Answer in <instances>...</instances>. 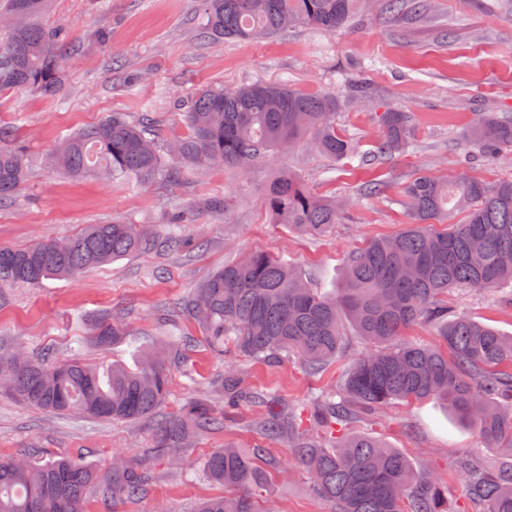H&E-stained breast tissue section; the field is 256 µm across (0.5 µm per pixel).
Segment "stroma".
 <instances>
[{"mask_svg":"<svg viewBox=\"0 0 512 512\" xmlns=\"http://www.w3.org/2000/svg\"><path fill=\"white\" fill-rule=\"evenodd\" d=\"M203 0H50L43 24L64 31V80L55 98L33 89L0 95V123L15 127L29 160L28 178L14 203L0 207V245L17 248L45 238L65 239L89 224L122 219L153 225L158 236L177 229L191 248L164 247L93 268L75 279H49L35 288L0 290V348L37 356H69L77 336L104 314L118 313L125 340L107 350L89 346L84 358L132 364L137 350L166 339L177 327L188 345L186 367L169 376V408L197 399L224 407L212 383L225 363L241 370L258 400L225 409L224 427L202 431L184 454L202 459L215 448H261L278 460L266 495L271 512H336L316 497L288 440L272 439L257 423L273 402L305 406L334 389L338 366L311 374L294 359L268 362L225 352L216 358L204 331L173 313L215 269L260 251L302 269L314 287H339L344 257L364 243L393 236L410 222L392 201L401 182L421 170L467 173L488 184L512 179V154L489 158L465 145L463 134L483 112L512 113V0H432L416 21H391L361 4L351 28L325 33L290 28L269 39L204 38ZM286 83L307 92H333L342 103L340 128L369 151L385 107L412 113L415 145L383 163H335L305 147L283 150L248 169L216 167L179 183L158 178L135 188L99 177L69 179L45 157L78 128L115 112L159 119L164 138L181 135L182 114L198 90L213 85ZM369 83L372 102L354 99L352 86ZM296 172L311 191L349 198L335 229L311 238L271 223L264 194L281 172ZM385 181L387 200L366 199L363 182ZM458 311L512 336V308L493 291L457 290ZM403 453L415 469L432 471L448 488L449 512H472L457 457L477 453L489 463L506 453L486 447L435 400L397 402L352 426ZM154 424L102 422L35 410L0 391V458L24 453L48 460L69 456L107 470L118 457L136 460L150 478L146 495L121 502L91 499L89 512H194L200 499L221 494L205 475L185 474L156 458Z\"/></svg>","mask_w":512,"mask_h":512,"instance_id":"obj_1","label":"stroma"}]
</instances>
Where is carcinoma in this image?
I'll list each match as a JSON object with an SVG mask.
<instances>
[{"mask_svg": "<svg viewBox=\"0 0 512 512\" xmlns=\"http://www.w3.org/2000/svg\"><path fill=\"white\" fill-rule=\"evenodd\" d=\"M20 22L0 40V95L31 88L54 96L63 77L60 30L39 24L49 0H3ZM360 0H205V30L217 38H271L291 27L332 33L353 25ZM391 17L412 20L428 0H384ZM335 95L287 84L207 87L184 112L186 132L165 151L157 145L151 112L134 123L121 113L66 136L50 154L51 166L71 179L101 174L130 187L163 175L180 180L215 165L249 167L268 154L307 145L341 163L360 156L358 141L338 127ZM374 156L388 159L413 144L408 113L385 109ZM13 132L0 126V205L24 184L28 161ZM466 142L497 156L512 151V116L485 112ZM399 203L410 216L397 236L376 239L344 260L342 286L333 295L311 287L287 261L264 253L216 270L178 303L204 328L212 352L232 350L267 360L295 355L310 371L345 362L339 389L315 400V419L332 433V447L295 429L288 414L271 412L261 424L273 439L288 438L309 473L311 490L338 512H448V489L381 439L345 431L358 411L394 402L436 399L493 448L512 452V337L456 312L450 293L461 288H512V180L488 185L465 174L443 178L422 171L404 182ZM346 202L307 189L292 172L269 186L265 207L272 223L308 236L329 233ZM465 207L460 224L444 223ZM158 243L142 224L114 220L92 224L64 239L25 248L0 246V288L36 287ZM372 349L346 360L344 324ZM435 327L444 348L405 342L415 324ZM126 335L121 317L92 325L78 345L105 348ZM180 337L169 330L167 349L144 348L137 364H102L81 356L50 361L0 351V378L21 404L59 415L137 423L155 419L154 453L174 463L179 449L204 430L224 425L210 402L192 401L166 410L168 374L185 364ZM231 406L253 392L228 366L217 383ZM260 453L215 448L200 462L204 475L228 493L200 502L196 512H263L266 476ZM468 499L482 512H512V467L495 468L475 454L457 458ZM148 476L128 460L102 471L67 457L37 461L0 459V512H85L94 496L108 501L147 492Z\"/></svg>", "mask_w": 512, "mask_h": 512, "instance_id": "carcinoma-1", "label": "carcinoma"}]
</instances>
